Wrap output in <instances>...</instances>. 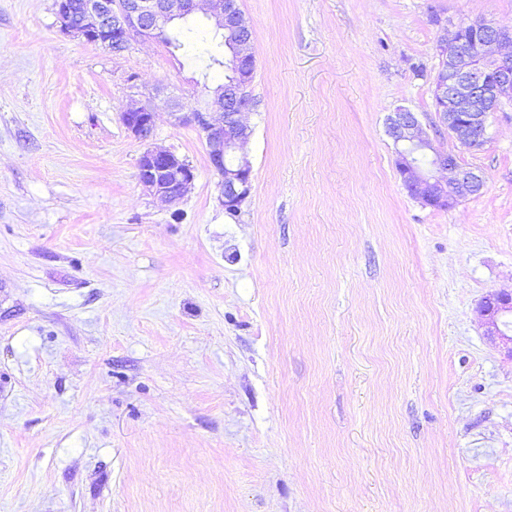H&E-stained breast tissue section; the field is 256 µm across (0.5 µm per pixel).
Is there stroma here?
Wrapping results in <instances>:
<instances>
[{
	"label": "stroma",
	"instance_id": "stroma-1",
	"mask_svg": "<svg viewBox=\"0 0 512 512\" xmlns=\"http://www.w3.org/2000/svg\"><path fill=\"white\" fill-rule=\"evenodd\" d=\"M253 23L252 190L236 216L164 101L222 72L116 54L0 0V512H512V360L478 313L512 291V106L485 190L410 196L387 116L438 118L441 26L512 0H239ZM156 109L144 142L123 125ZM195 170L178 201L147 147ZM140 184L165 202L182 198L195 179L193 167L172 151L149 148L138 164Z\"/></svg>",
	"mask_w": 512,
	"mask_h": 512
}]
</instances>
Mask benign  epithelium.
<instances>
[{"label": "benign epithelium", "mask_w": 512, "mask_h": 512, "mask_svg": "<svg viewBox=\"0 0 512 512\" xmlns=\"http://www.w3.org/2000/svg\"><path fill=\"white\" fill-rule=\"evenodd\" d=\"M202 12L214 20L215 27L235 39L237 58L255 64L251 23L240 11L237 0H83L75 14L68 0H56V24L63 35H77L91 44L103 45L112 52H125L137 39L156 40L158 34L176 19ZM443 52L442 67L433 79V98L438 123L434 136L445 131L448 138L467 149H478L486 139L489 114L512 104V32L489 20L460 22L443 26L437 38ZM166 107L180 120L193 123L203 133L210 161L222 177V205L236 211L251 191V166L242 154L251 130L243 116L253 111L249 76L240 78L232 96H213L205 108L185 109L177 99ZM122 122L138 139L148 140L154 130V107L134 103L121 113ZM388 134L399 150V173L405 187L424 197L432 206L449 208L462 199L482 193L483 175L460 164L456 154L434 146L424 131L417 113L402 105L388 116ZM430 159V167L448 172L439 179L424 172L416 156ZM237 158L234 165L227 156ZM140 184L165 202L182 198L195 179L193 167L175 153L149 148L138 164ZM487 327L486 335L512 359V292H493L480 306Z\"/></svg>", "instance_id": "7a95c632"}]
</instances>
